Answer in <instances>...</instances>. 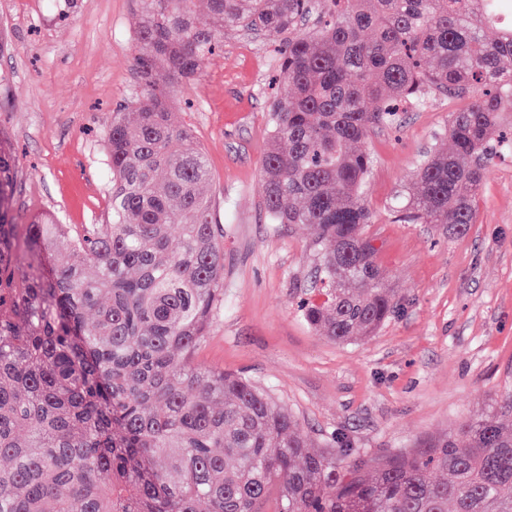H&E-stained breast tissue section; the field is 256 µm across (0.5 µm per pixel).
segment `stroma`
<instances>
[{"instance_id":"stroma-1","label":"stroma","mask_w":512,"mask_h":512,"mask_svg":"<svg viewBox=\"0 0 512 512\" xmlns=\"http://www.w3.org/2000/svg\"><path fill=\"white\" fill-rule=\"evenodd\" d=\"M140 0H0V127L19 159L12 208L65 224L108 221L105 141L113 111L141 92ZM277 39L224 34L201 77L175 89L178 117L205 151L202 187L224 231V304L194 361L248 376L298 421L314 451L342 437L365 466L422 447L486 413L512 389V154L495 157L477 221L448 236L397 221V194L448 145L464 100L426 93L397 125L370 132L364 200L374 260L396 307L371 336L339 343L313 330L298 301L315 276L313 238L270 223L262 164Z\"/></svg>"}]
</instances>
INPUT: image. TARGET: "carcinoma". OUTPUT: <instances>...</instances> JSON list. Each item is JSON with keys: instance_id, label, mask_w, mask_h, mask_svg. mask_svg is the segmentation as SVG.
<instances>
[{"instance_id": "carcinoma-1", "label": "carcinoma", "mask_w": 512, "mask_h": 512, "mask_svg": "<svg viewBox=\"0 0 512 512\" xmlns=\"http://www.w3.org/2000/svg\"><path fill=\"white\" fill-rule=\"evenodd\" d=\"M142 0L143 91L112 113L107 224L17 222L18 159L0 130V512H512V393L487 413L365 473L314 452L296 419L245 377L194 362L224 300V247L205 152L172 89L224 31L280 36L289 94L270 108L264 209L308 227L305 322L371 335L395 294L361 232L372 128L435 91L468 97L446 149L399 206L448 235L476 223L491 159L512 154V0ZM498 24L489 39L485 28Z\"/></svg>"}]
</instances>
